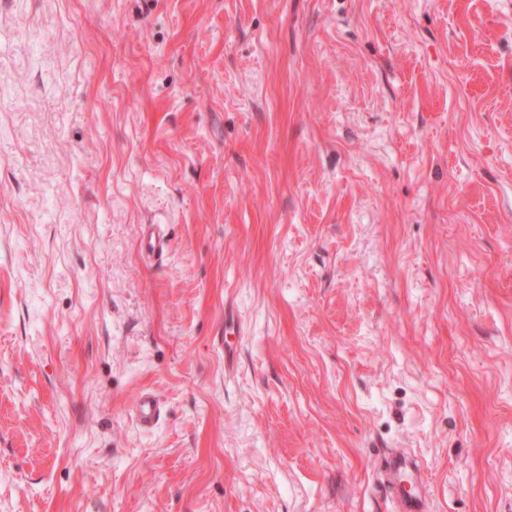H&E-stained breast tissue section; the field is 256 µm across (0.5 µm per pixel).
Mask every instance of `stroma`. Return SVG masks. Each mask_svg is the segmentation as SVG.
<instances>
[{
    "label": "stroma",
    "mask_w": 512,
    "mask_h": 512,
    "mask_svg": "<svg viewBox=\"0 0 512 512\" xmlns=\"http://www.w3.org/2000/svg\"><path fill=\"white\" fill-rule=\"evenodd\" d=\"M386 448L512 512V0H0V512H389ZM142 253L147 256L150 265H156L162 261L166 243L164 235L158 224L145 225L141 232ZM133 414L135 423L140 429L152 430L161 418V403L152 391L142 389L134 400Z\"/></svg>",
    "instance_id": "1"
}]
</instances>
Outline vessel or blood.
Here are the masks:
<instances>
[{"label":"vessel or blood","mask_w":512,"mask_h":512,"mask_svg":"<svg viewBox=\"0 0 512 512\" xmlns=\"http://www.w3.org/2000/svg\"><path fill=\"white\" fill-rule=\"evenodd\" d=\"M141 248L150 264L162 261L166 243L159 225L143 227ZM133 414L140 429L152 430L161 418V403L152 391L140 390L133 404ZM379 476L393 512H432L421 464L406 449H385L381 455Z\"/></svg>","instance_id":"vessel-or-blood-1"}]
</instances>
